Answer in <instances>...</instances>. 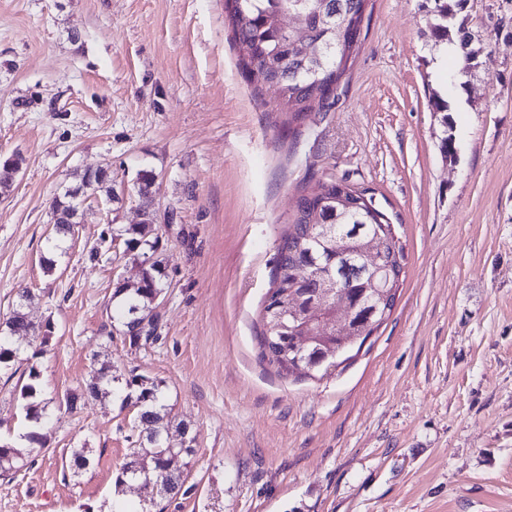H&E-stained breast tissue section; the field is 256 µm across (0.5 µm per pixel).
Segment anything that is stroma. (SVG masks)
I'll return each mask as SVG.
<instances>
[{
    "mask_svg": "<svg viewBox=\"0 0 512 512\" xmlns=\"http://www.w3.org/2000/svg\"><path fill=\"white\" fill-rule=\"evenodd\" d=\"M368 11L334 103L290 134L275 89L241 76L224 0H0V159H22L0 192V317L26 289L29 319L55 325L0 368L1 440L28 430L29 364L53 420L0 478V512H512V0L458 12L465 72L430 39L433 0ZM99 167L116 200H85L44 272L53 197ZM328 176L372 191L405 273L347 361L289 375L261 357L260 312L295 201ZM143 208L166 278L158 338L133 346L109 315L140 268L101 236ZM96 352L110 393L59 415ZM133 375L196 434L187 495L115 483L138 445ZM75 448L91 464L64 474Z\"/></svg>",
    "mask_w": 512,
    "mask_h": 512,
    "instance_id": "35a3bbf8",
    "label": "stroma"
}]
</instances>
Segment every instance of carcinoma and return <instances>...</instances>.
<instances>
[{
    "label": "carcinoma",
    "mask_w": 512,
    "mask_h": 512,
    "mask_svg": "<svg viewBox=\"0 0 512 512\" xmlns=\"http://www.w3.org/2000/svg\"><path fill=\"white\" fill-rule=\"evenodd\" d=\"M362 0H224V10L232 27L234 43L238 53L239 68L245 80L259 93L263 86L272 85L279 94L278 111L288 115V124L303 119L311 112H321L336 98V69L340 65L339 42L345 24L356 15ZM467 0H435V23L431 27L434 44L443 41L457 46L462 53V69L471 68L473 57L466 47L465 23H456L458 11ZM293 16V25H280V17ZM316 45L320 60L301 54L304 45ZM101 192L112 198V175L106 168L80 175V184L57 195L51 204L50 220L53 229L47 243L57 247L56 241L72 236L77 224L78 208L74 207L72 193L85 190ZM304 209L308 211L309 222L298 218L288 224L277 247V258L272 268L270 302L263 307L260 316L261 329L258 333L262 357L287 373H298L302 369L320 371L337 365L338 360L353 348V343L343 337L325 333L315 340L307 350L288 355L270 349L268 337L298 336L311 328V317L281 319L280 305L294 301L298 295L312 297L317 291L318 281L312 276L301 279L296 276L298 266H318L336 275L346 260L357 257L360 247L373 245L371 261L382 269L392 267L404 269L405 253L398 239L393 235L389 217L378 207H369L368 202L360 203L352 197V191L341 193L336 179L329 177L318 180L314 186L304 189L301 196ZM151 223L145 219L140 224H131L114 230L124 239L126 251L134 253V261L141 267L140 286L127 292L122 284H116L114 294H125L124 301L111 315L121 323L125 337L137 345L141 340L153 336L157 329L155 302L164 290L165 267L158 256L159 239L145 237L143 227ZM339 224L342 228L346 253H336V242L324 244L314 242L309 234L308 224ZM362 278H350L341 283L344 298L357 304V313L365 316L368 308L360 301ZM28 293L19 295L17 304L8 317L0 322V337L37 336L35 325L22 312ZM21 347L10 341L0 340V365H9L19 357ZM41 370L36 365L28 368L27 382L20 388L21 399L25 401V420L35 424V429L26 433L25 438L40 448L47 443L43 429L47 422L42 420L45 407L37 401L40 393ZM113 381L111 366L103 363L87 381L84 388L69 391L62 396L58 409L74 412L86 395L97 397L109 393ZM128 393L126 401L136 407L134 423L139 428L140 447L133 449L115 479L123 485L135 477L146 475L163 482V495L174 497L183 491L184 471L194 454L192 443L195 437L190 428L178 425L179 443L170 440L171 419L164 404L161 384L142 375H133L126 380ZM88 449L74 448L63 463V468L78 472L90 464ZM26 462L22 449L5 442L0 443V476H9L21 470Z\"/></svg>",
    "instance_id": "obj_1"
}]
</instances>
